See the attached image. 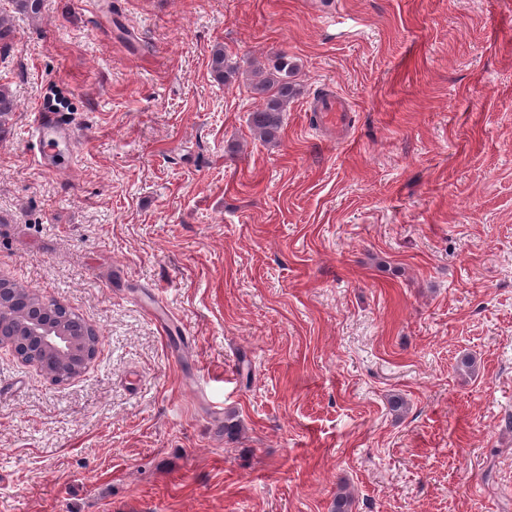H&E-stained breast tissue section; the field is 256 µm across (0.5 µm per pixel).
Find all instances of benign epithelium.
<instances>
[{
	"label": "benign epithelium",
	"mask_w": 512,
	"mask_h": 512,
	"mask_svg": "<svg viewBox=\"0 0 512 512\" xmlns=\"http://www.w3.org/2000/svg\"><path fill=\"white\" fill-rule=\"evenodd\" d=\"M65 307L35 290L0 280V349L36 368L55 384L82 375L100 352L97 329L80 319L69 327Z\"/></svg>",
	"instance_id": "benign-epithelium-1"
}]
</instances>
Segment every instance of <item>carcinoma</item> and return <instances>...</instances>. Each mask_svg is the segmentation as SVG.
<instances>
[{
  "label": "carcinoma",
  "mask_w": 512,
  "mask_h": 512,
  "mask_svg": "<svg viewBox=\"0 0 512 512\" xmlns=\"http://www.w3.org/2000/svg\"><path fill=\"white\" fill-rule=\"evenodd\" d=\"M211 69L214 77L226 86L235 84L244 74L250 76L255 99L249 115L250 127L261 140L267 143L276 141L282 128L283 112L287 111L288 103L297 93L294 82L296 66L288 60V55H279L269 68L254 62L246 70L239 61L218 47L212 53ZM352 503V494L341 488L334 497L332 512H352Z\"/></svg>",
  "instance_id": "obj_1"
}]
</instances>
